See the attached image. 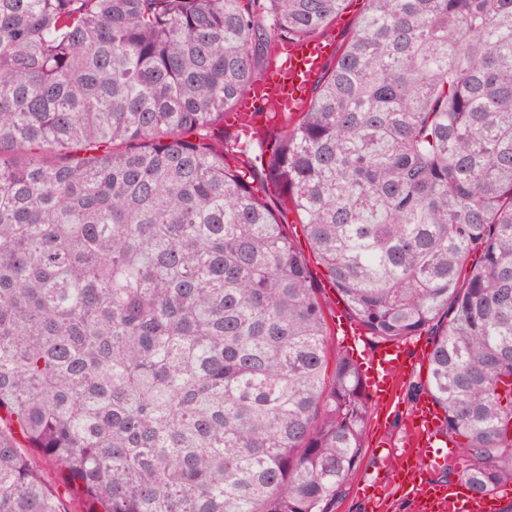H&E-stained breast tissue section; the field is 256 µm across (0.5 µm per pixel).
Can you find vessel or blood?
Returning a JSON list of instances; mask_svg holds the SVG:
<instances>
[{
  "label": "vessel or blood",
  "mask_w": 512,
  "mask_h": 512,
  "mask_svg": "<svg viewBox=\"0 0 512 512\" xmlns=\"http://www.w3.org/2000/svg\"><path fill=\"white\" fill-rule=\"evenodd\" d=\"M334 45L328 37H304L284 44L278 59L263 79L252 84L240 96L228 117L237 129H260L267 125L270 113L304 111L310 91L320 78ZM425 346L412 342L387 341L364 357V373L370 402L379 418H386L396 401L398 381L415 373L425 357ZM441 417L431 401L418 403L411 415L409 464L394 473V481L402 498L413 512H499L501 494L476 497L465 493L462 481H436L431 477L442 460L437 451Z\"/></svg>",
  "instance_id": "vessel-or-blood-1"
}]
</instances>
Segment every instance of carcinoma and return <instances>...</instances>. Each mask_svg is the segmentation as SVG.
Returning a JSON list of instances; mask_svg holds the SVG:
<instances>
[{
  "mask_svg": "<svg viewBox=\"0 0 512 512\" xmlns=\"http://www.w3.org/2000/svg\"><path fill=\"white\" fill-rule=\"evenodd\" d=\"M344 0H0V512H331L370 407L224 115ZM258 140L476 496L512 483V0H367Z\"/></svg>",
  "mask_w": 512,
  "mask_h": 512,
  "instance_id": "obj_1",
  "label": "carcinoma"
}]
</instances>
